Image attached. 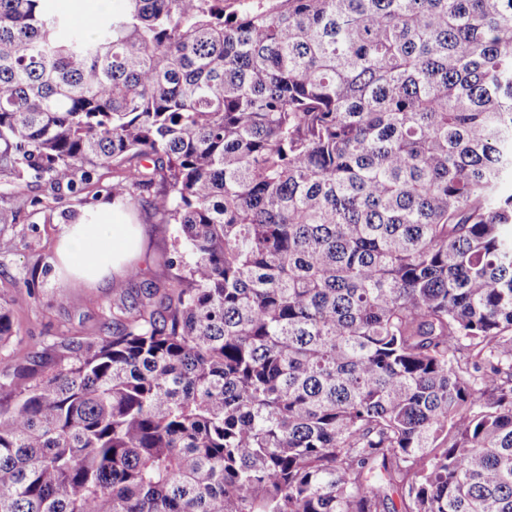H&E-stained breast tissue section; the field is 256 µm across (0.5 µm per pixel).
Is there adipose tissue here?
<instances>
[{
  "label": "adipose tissue",
  "mask_w": 512,
  "mask_h": 512,
  "mask_svg": "<svg viewBox=\"0 0 512 512\" xmlns=\"http://www.w3.org/2000/svg\"><path fill=\"white\" fill-rule=\"evenodd\" d=\"M139 245L134 224H118L110 205H102L91 221L69 225L56 250V267L77 283L99 287L123 275Z\"/></svg>",
  "instance_id": "obj_1"
}]
</instances>
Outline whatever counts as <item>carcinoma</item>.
<instances>
[{"instance_id": "cac0c4a2", "label": "carcinoma", "mask_w": 512, "mask_h": 512, "mask_svg": "<svg viewBox=\"0 0 512 512\" xmlns=\"http://www.w3.org/2000/svg\"><path fill=\"white\" fill-rule=\"evenodd\" d=\"M241 2L0 0L15 196L191 254L8 383L0 512H512V0ZM49 9L53 14L64 17L70 28L77 33L93 35L104 21L105 17L117 13L125 8L124 0H101L102 5L108 2L106 10H98L94 7V0H47ZM75 4L82 6L83 12L74 8Z\"/></svg>"}]
</instances>
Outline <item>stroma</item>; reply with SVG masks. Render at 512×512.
<instances>
[{"label":"stroma","instance_id":"obj_1","mask_svg":"<svg viewBox=\"0 0 512 512\" xmlns=\"http://www.w3.org/2000/svg\"><path fill=\"white\" fill-rule=\"evenodd\" d=\"M48 5L74 32L90 36L106 15L124 9L125 0H109L103 11L92 0L79 5L73 0H48ZM112 182L108 167L96 169L75 193L55 191L47 181L35 180L23 203L12 198L8 177L0 176V296L11 302L18 339L37 356L33 370H45L56 362L59 353L52 348L56 337L99 333L112 315L114 289L75 285L56 270L57 241L71 222L113 204L115 211L142 228L135 286L164 285L173 274L169 260L182 243L178 226L160 223L144 201L113 200Z\"/></svg>","mask_w":512,"mask_h":512}]
</instances>
